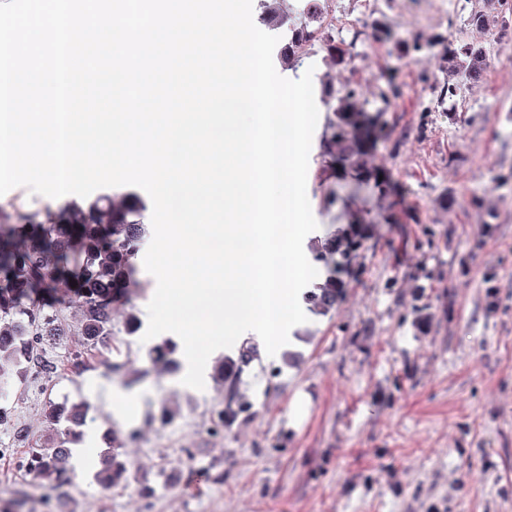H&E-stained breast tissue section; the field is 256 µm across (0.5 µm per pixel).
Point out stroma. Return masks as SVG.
<instances>
[{"mask_svg":"<svg viewBox=\"0 0 512 512\" xmlns=\"http://www.w3.org/2000/svg\"><path fill=\"white\" fill-rule=\"evenodd\" d=\"M463 2L331 0L336 35L354 53L337 83L373 110L386 74L399 73L402 94L384 114L391 134L371 159L396 189L370 182L324 207L335 180L320 156V112L307 175L316 234L328 236L348 208L379 234L336 308L310 315L288 354L263 356L244 375L251 417L214 432L222 397L213 381L196 390L176 375L130 388L133 402L117 416L124 366L144 364L150 342L113 337L76 375L58 338L45 352L55 373L11 368L0 392L14 417L0 430V499L23 486L25 512H512V182L498 179L512 170V64L466 87L452 115L437 100L447 49H404L436 32L487 42L464 27ZM376 20L400 43L372 42ZM475 194L481 207L469 203ZM80 399L104 417L85 426L77 489L60 500L24 460L45 442L49 404ZM166 400L180 408L169 424L156 419ZM106 419L132 473L108 490L94 479Z\"/></svg>","mask_w":512,"mask_h":512,"instance_id":"obj_1","label":"stroma"}]
</instances>
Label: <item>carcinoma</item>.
<instances>
[{
	"mask_svg": "<svg viewBox=\"0 0 512 512\" xmlns=\"http://www.w3.org/2000/svg\"><path fill=\"white\" fill-rule=\"evenodd\" d=\"M281 0H258V22L284 27L277 49L279 62L293 69L316 48L334 67L347 62L344 41L336 39L326 22L329 0H301L300 17L285 23ZM465 25L486 33L506 27L504 0H477L464 18ZM492 55L483 43L459 42L448 48V83L441 96L455 100L462 87L482 82ZM401 95L397 71L386 76L379 88L382 106L365 110L357 92L325 81L321 101L332 113L328 118L324 156L350 165L359 178L378 179L381 169L369 164L379 139L388 136L380 123L381 112ZM145 203L138 193L112 188L92 201L65 200L58 210L40 215L17 208L0 213V388L7 385L9 367L34 364L41 373L55 366L42 358L39 345L46 336H65L74 371L87 366L88 356L112 337L131 336L140 329L134 301L147 284L138 277L139 260L151 226L141 222ZM371 227L351 214L345 224L324 241L311 246L313 264L323 270L322 281L307 292L305 300L315 312L332 309L342 298L347 279L355 276L357 258L364 249ZM176 346L168 341L148 352V366L129 371L134 383L151 373L173 375L180 369ZM258 346L245 341L237 354L226 356L214 368L213 378L224 389L220 408L222 424H231L249 409L239 392L242 376L260 362ZM96 410L86 401L64 407L52 406L44 414L47 442L32 450L29 469L39 479L58 488L71 473L72 446L83 436L87 421ZM108 445L95 478L102 486L124 484L130 468L124 457L113 451L119 430L103 429Z\"/></svg>",
	"mask_w": 512,
	"mask_h": 512,
	"instance_id": "obj_1",
	"label": "carcinoma"
}]
</instances>
